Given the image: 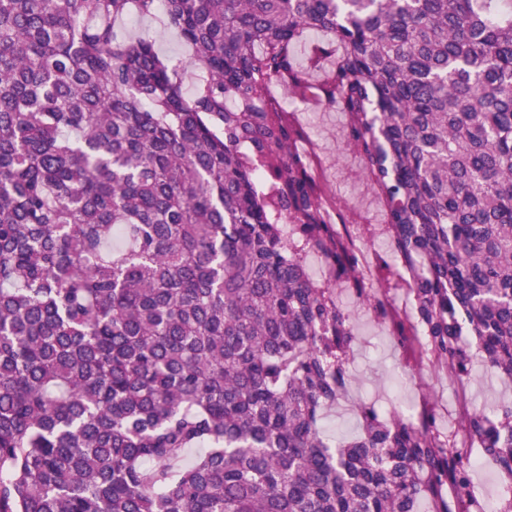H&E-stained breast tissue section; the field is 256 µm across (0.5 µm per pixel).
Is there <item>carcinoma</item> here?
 I'll return each instance as SVG.
<instances>
[{"mask_svg":"<svg viewBox=\"0 0 512 512\" xmlns=\"http://www.w3.org/2000/svg\"><path fill=\"white\" fill-rule=\"evenodd\" d=\"M284 94L344 116L382 224L327 202ZM333 215L388 240L361 302L413 367L464 380L471 336L512 378V0H0V512H483L474 450L512 512V404L323 437L361 268ZM136 21L132 22L131 18ZM119 28L130 35L150 36L156 39L160 52L166 56L182 62L186 67L185 91L190 95L195 85V72L188 67L190 50L183 44L178 35L163 28L157 19L143 18L132 14L118 23Z\"/></svg>","mask_w":512,"mask_h":512,"instance_id":"obj_1","label":"carcinoma"}]
</instances>
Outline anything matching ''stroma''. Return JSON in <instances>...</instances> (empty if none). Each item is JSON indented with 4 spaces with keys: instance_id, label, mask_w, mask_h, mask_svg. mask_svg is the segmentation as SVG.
Masks as SVG:
<instances>
[{
    "instance_id": "35a3bbf8",
    "label": "stroma",
    "mask_w": 512,
    "mask_h": 512,
    "mask_svg": "<svg viewBox=\"0 0 512 512\" xmlns=\"http://www.w3.org/2000/svg\"><path fill=\"white\" fill-rule=\"evenodd\" d=\"M119 26L127 34L155 38L164 56L188 62V47L158 20L127 18ZM299 118L316 150L315 173L328 193L335 195L342 207L362 212L372 222H379V204L360 175V162L342 142V115L332 108L305 106ZM341 303L355 325L358 342L348 366L352 377L350 397L327 409L321 420L327 436L346 437L358 432L360 420L355 403L359 400L375 404L384 413L400 412L428 394L439 401L446 412L444 424L452 429L458 424L461 406L473 411L512 403V380L487 372L478 361L462 382L450 375L411 370L386 329L353 294L342 292Z\"/></svg>"
}]
</instances>
